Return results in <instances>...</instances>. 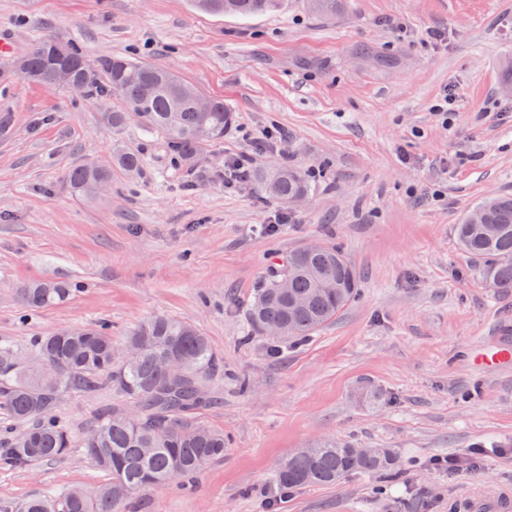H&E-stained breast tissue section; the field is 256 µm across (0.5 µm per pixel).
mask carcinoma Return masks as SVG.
Here are the masks:
<instances>
[{
	"label": "carcinoma",
	"instance_id": "obj_1",
	"mask_svg": "<svg viewBox=\"0 0 512 512\" xmlns=\"http://www.w3.org/2000/svg\"><path fill=\"white\" fill-rule=\"evenodd\" d=\"M209 13L251 17L275 10L280 0H195ZM306 9L330 17L342 0H305ZM51 35L31 43L25 69L37 84L52 85ZM78 90L92 98L116 96L125 107L101 113L114 129L127 125V113L141 112L145 131L163 135L178 162L192 165L201 149L224 140L234 121L233 112L219 98L211 110L199 111L200 91L175 74L151 63L114 56L90 63L67 47ZM143 160L134 152H117L112 166L92 163L73 168L72 190L87 195L94 177L112 179V167L137 173ZM259 197L283 204L307 197L312 183L300 170L278 165L251 170ZM459 248L482 264L476 274L497 293L512 294V197L483 199L455 225ZM50 287H44V284ZM359 277L355 266L337 247L318 244L309 254L298 248L271 271L256 290L248 318L260 332L276 327L272 347L298 345L330 323L356 297ZM75 289L60 281H38L19 290V299L41 308L65 302ZM139 353L130 365L112 360L115 346L109 325L102 322L63 329L38 337L30 351L43 364L11 362L10 346L0 347V408L12 422L11 435L0 441V464L6 467L65 457L75 446L70 428L58 416L63 397L70 392L94 393L110 389L133 409L104 408L87 426L81 447L108 479L94 487L76 486L21 503H0V512H122L132 495L192 479L206 466L224 460V433L199 421L198 414L217 402L209 383L219 360L208 339L194 326L166 316L140 323L124 348ZM177 357L185 378L168 373V360ZM354 444L325 439L301 448L273 470L271 483L279 496L300 486L332 485L355 473L395 474L396 456L388 448L369 455L353 452Z\"/></svg>",
	"mask_w": 512,
	"mask_h": 512
}]
</instances>
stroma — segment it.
I'll use <instances>...</instances> for the list:
<instances>
[{"label":"stroma","mask_w":512,"mask_h":512,"mask_svg":"<svg viewBox=\"0 0 512 512\" xmlns=\"http://www.w3.org/2000/svg\"><path fill=\"white\" fill-rule=\"evenodd\" d=\"M53 35L88 59L116 55L168 68L235 110L221 143L191 167L164 137L101 119L122 108L28 83L12 55ZM0 345L109 323L112 340L164 315L195 325L222 363L200 416L229 441L223 461L170 490L133 495L125 512H454L461 499L512 489V365L473 363L474 346L512 344V295L477 278L454 238L483 197L512 195V0H347L333 18L302 0L250 18L196 11L192 0H0ZM452 96L449 115L435 112ZM100 197L67 175L112 154ZM308 172L301 204L262 201L224 172L227 155ZM340 247L359 296L304 345L269 352L248 307L290 250ZM37 280L79 287L65 303L23 307ZM248 378V392L239 389ZM377 387L390 400L373 407ZM105 389L64 396L81 435ZM324 438L393 449L396 477L354 474L275 503L270 476L291 451ZM104 476L83 448L0 467V501L17 502Z\"/></svg>","instance_id":"stroma-1"}]
</instances>
